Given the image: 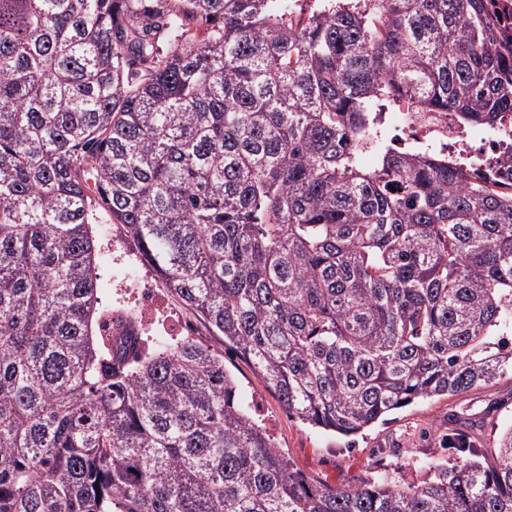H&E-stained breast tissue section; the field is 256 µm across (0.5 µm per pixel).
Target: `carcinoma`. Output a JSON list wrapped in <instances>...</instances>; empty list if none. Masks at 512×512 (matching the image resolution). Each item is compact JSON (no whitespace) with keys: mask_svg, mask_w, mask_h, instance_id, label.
I'll return each instance as SVG.
<instances>
[{"mask_svg":"<svg viewBox=\"0 0 512 512\" xmlns=\"http://www.w3.org/2000/svg\"><path fill=\"white\" fill-rule=\"evenodd\" d=\"M290 14L0 0V512H512V427L482 461L448 439L459 462L416 483L331 487L275 450L224 355L97 333L95 205L313 428L512 370V162L470 178L381 121L401 100L512 120L507 27L487 0Z\"/></svg>","mask_w":512,"mask_h":512,"instance_id":"1","label":"carcinoma"}]
</instances>
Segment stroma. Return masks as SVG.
Returning <instances> with one entry per match:
<instances>
[{"label":"stroma","mask_w":512,"mask_h":512,"mask_svg":"<svg viewBox=\"0 0 512 512\" xmlns=\"http://www.w3.org/2000/svg\"><path fill=\"white\" fill-rule=\"evenodd\" d=\"M97 240L99 292L105 308L136 310L142 285L161 288L162 283L140 261L138 245L122 226L108 223L102 209L90 212ZM188 315L173 294L148 317L146 344L180 341V323ZM197 339L224 355V366L237 382L248 413L263 425L277 451L295 468L331 486H349L367 478L391 477L417 482L427 476V463L453 465L448 436L457 432L481 452L495 448L501 433L512 427V373L493 384L452 397L419 400L396 410L388 419L346 438L319 431L288 415L275 393L251 364L198 324Z\"/></svg>","instance_id":"35a3bbf8"}]
</instances>
